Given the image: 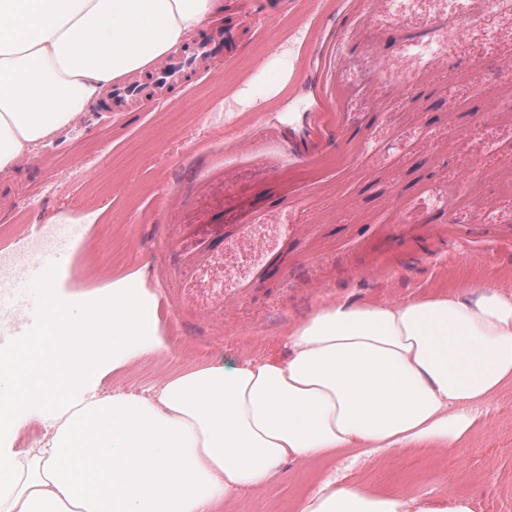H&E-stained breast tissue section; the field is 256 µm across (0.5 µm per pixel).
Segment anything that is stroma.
Returning <instances> with one entry per match:
<instances>
[{
  "label": "stroma",
  "mask_w": 512,
  "mask_h": 512,
  "mask_svg": "<svg viewBox=\"0 0 512 512\" xmlns=\"http://www.w3.org/2000/svg\"><path fill=\"white\" fill-rule=\"evenodd\" d=\"M243 4L251 34L171 102L99 100L0 172V265L23 261L10 298L28 321L48 284L90 300L138 271L159 296L170 354L117 378L127 392L194 361L282 356L325 299L463 295L482 279L512 295V0ZM48 226L52 263L31 249ZM332 470L512 512V384L457 447L289 461L224 512H294Z\"/></svg>",
  "instance_id": "stroma-1"
}]
</instances>
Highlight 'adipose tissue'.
Instances as JSON below:
<instances>
[{"instance_id": "1", "label": "adipose tissue", "mask_w": 512, "mask_h": 512, "mask_svg": "<svg viewBox=\"0 0 512 512\" xmlns=\"http://www.w3.org/2000/svg\"><path fill=\"white\" fill-rule=\"evenodd\" d=\"M223 0H0V171L70 127L106 86L154 67ZM26 323L0 308V512H222L286 461L344 448H450L512 382V296L491 281L403 302H321L281 359L192 365L149 397L114 376L167 357L145 280L83 303L44 291ZM43 435L17 443L34 427ZM297 512H474L324 474Z\"/></svg>"}]
</instances>
